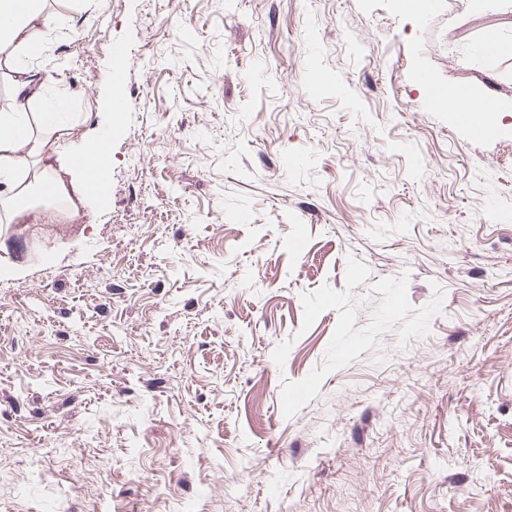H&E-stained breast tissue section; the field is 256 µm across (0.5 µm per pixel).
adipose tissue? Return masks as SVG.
<instances>
[{
    "label": "adipose tissue",
    "mask_w": 512,
    "mask_h": 512,
    "mask_svg": "<svg viewBox=\"0 0 512 512\" xmlns=\"http://www.w3.org/2000/svg\"><path fill=\"white\" fill-rule=\"evenodd\" d=\"M52 32L43 0H0V47L23 55L40 52ZM13 109L0 113V222L27 224L37 218V206L30 203L34 184L20 173L25 161H32L42 174L41 194L70 204L71 215L81 206L102 202V175L109 159L87 167L82 157L92 146L109 142L118 122L109 115L94 142L68 150L51 140V132L66 127L72 114L67 101L57 100L40 111H32L34 101L43 95L44 81L37 72L22 64L13 67Z\"/></svg>",
    "instance_id": "obj_1"
}]
</instances>
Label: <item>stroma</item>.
<instances>
[{
    "instance_id": "1",
    "label": "stroma",
    "mask_w": 512,
    "mask_h": 512,
    "mask_svg": "<svg viewBox=\"0 0 512 512\" xmlns=\"http://www.w3.org/2000/svg\"><path fill=\"white\" fill-rule=\"evenodd\" d=\"M46 11L61 142L129 110L107 205L0 223V512H512V0ZM464 101H470L476 104H487L495 114V118L497 117V112H501L500 106L496 100L489 98L476 100L470 88H457L448 92L443 91L441 88H437L433 95V102L436 108L443 112L453 113L458 120L462 112H465L462 117L466 122H468V116L471 115H478L482 118L479 125L470 127V125L467 124L468 127H470V132L474 138L485 140L498 136L499 130L495 125L491 112H487L486 110H475L469 106H466L469 111L466 112L462 108V103Z\"/></svg>"
}]
</instances>
